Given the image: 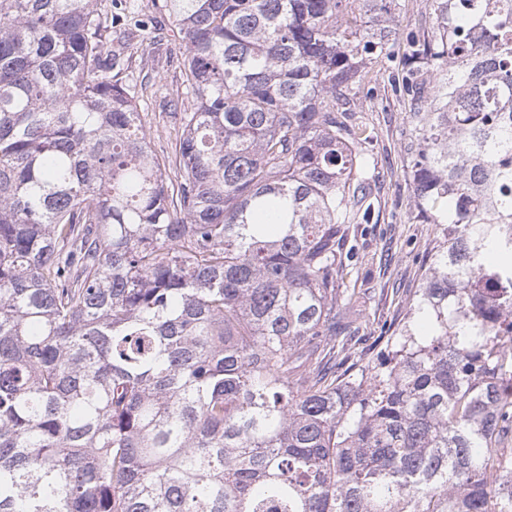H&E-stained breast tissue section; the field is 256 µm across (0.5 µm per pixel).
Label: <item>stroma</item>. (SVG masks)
I'll list each match as a JSON object with an SVG mask.
<instances>
[{
  "label": "stroma",
  "instance_id": "35a3bbf8",
  "mask_svg": "<svg viewBox=\"0 0 512 512\" xmlns=\"http://www.w3.org/2000/svg\"><path fill=\"white\" fill-rule=\"evenodd\" d=\"M122 9L133 27L122 79L138 91L141 119L152 146L158 153L173 155L180 121L161 110L180 83L172 22L154 7L153 0H123ZM402 69V50L396 46L390 56L373 64L353 108V124L365 127L373 137L368 158L380 173L371 185L375 196L371 222L359 239L364 256L359 279L369 289L363 321L368 336L402 313L421 284V259L436 244L434 225L420 223L411 214L407 146L412 137L409 101L400 82Z\"/></svg>",
  "mask_w": 512,
  "mask_h": 512
}]
</instances>
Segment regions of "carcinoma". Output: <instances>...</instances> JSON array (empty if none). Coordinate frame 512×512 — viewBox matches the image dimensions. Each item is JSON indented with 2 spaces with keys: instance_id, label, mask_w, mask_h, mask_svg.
<instances>
[{
  "instance_id": "1",
  "label": "carcinoma",
  "mask_w": 512,
  "mask_h": 512,
  "mask_svg": "<svg viewBox=\"0 0 512 512\" xmlns=\"http://www.w3.org/2000/svg\"><path fill=\"white\" fill-rule=\"evenodd\" d=\"M99 0H0V512H512V0H162L176 190ZM405 45L420 288L356 347ZM429 0H396L394 7L395 24L403 30L422 27L430 30L432 15Z\"/></svg>"
}]
</instances>
